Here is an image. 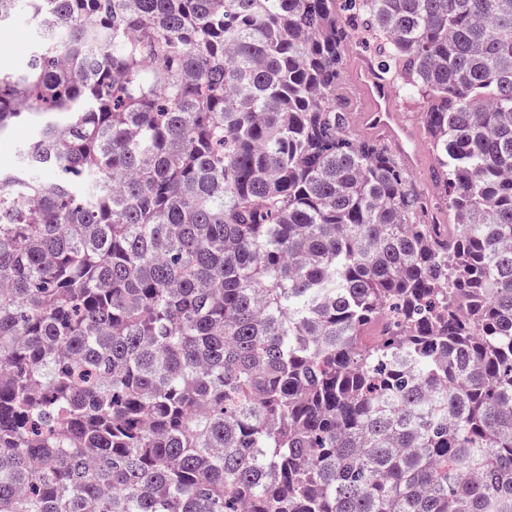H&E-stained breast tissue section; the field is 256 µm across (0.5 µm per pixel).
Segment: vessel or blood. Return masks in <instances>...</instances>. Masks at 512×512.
Masks as SVG:
<instances>
[{
    "label": "vessel or blood",
    "mask_w": 512,
    "mask_h": 512,
    "mask_svg": "<svg viewBox=\"0 0 512 512\" xmlns=\"http://www.w3.org/2000/svg\"><path fill=\"white\" fill-rule=\"evenodd\" d=\"M355 79L365 99V108L360 114L361 126L381 134L397 145L410 139L411 134L401 123L394 105L391 86L371 66L365 64L356 65Z\"/></svg>",
    "instance_id": "b4317fda"
}]
</instances>
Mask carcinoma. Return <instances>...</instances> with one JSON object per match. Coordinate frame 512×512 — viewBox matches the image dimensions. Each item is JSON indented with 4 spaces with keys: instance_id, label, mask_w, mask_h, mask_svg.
<instances>
[{
    "instance_id": "1",
    "label": "carcinoma",
    "mask_w": 512,
    "mask_h": 512,
    "mask_svg": "<svg viewBox=\"0 0 512 512\" xmlns=\"http://www.w3.org/2000/svg\"><path fill=\"white\" fill-rule=\"evenodd\" d=\"M0 512H512V0H0ZM375 54L436 156L353 134ZM33 44V28L20 17L0 26V71H19L27 61ZM395 103L399 109V112L402 113V118L404 117L403 120L409 125L410 128H413L416 132L414 141H408V144L411 147L410 155L417 151L418 156V167H412L416 172L421 185L424 187V190L428 192V194L432 196L433 200L436 202L435 206L438 207V211L441 212L440 218L442 220L448 221V210L445 212L441 200L437 197L436 193L427 182V173L429 168L434 163V156L423 127L417 120V113L422 112L424 101L422 98H418L415 101L406 104L404 100L398 97L395 93ZM31 135L32 126L29 123L7 129L1 142V164L5 166L13 164L17 159L19 149L28 142Z\"/></svg>"
}]
</instances>
